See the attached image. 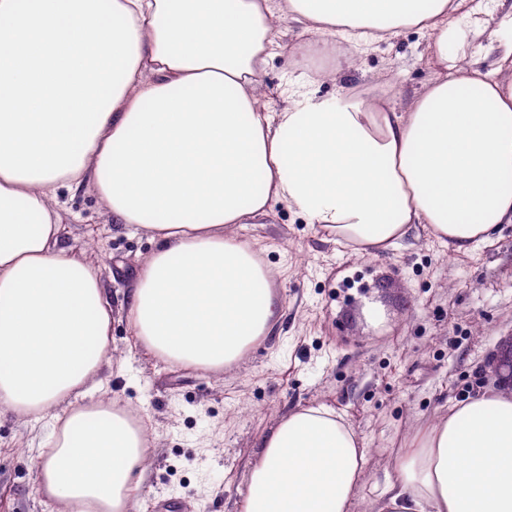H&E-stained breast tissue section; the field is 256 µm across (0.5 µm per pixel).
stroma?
<instances>
[{"label": "stroma", "mask_w": 512, "mask_h": 512, "mask_svg": "<svg viewBox=\"0 0 512 512\" xmlns=\"http://www.w3.org/2000/svg\"><path fill=\"white\" fill-rule=\"evenodd\" d=\"M448 57L487 49L495 69L512 35L497 0H465ZM291 30L262 76L268 111L286 104L289 83L309 80ZM434 35L408 29L374 44L352 68L318 83L330 98L380 82L405 105L442 71ZM61 235L100 268L113 306L125 299L137 263L155 248L134 228L119 229L90 188L60 195ZM276 270L283 318L243 361L219 372L187 370L140 347L122 314L112 322L114 367L93 394L127 404L153 438L150 469L136 512H238L248 464L263 437L293 407L336 410L365 448L364 480L351 512H376L384 474L417 426L491 384L485 366L512 336V224L468 253H457L423 226L388 251L362 254L324 241L278 204L261 224L238 228ZM46 429L0 411V512H52L37 490L33 458Z\"/></svg>", "instance_id": "obj_1"}]
</instances>
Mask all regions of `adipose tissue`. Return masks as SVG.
<instances>
[{
    "label": "adipose tissue",
    "mask_w": 512,
    "mask_h": 512,
    "mask_svg": "<svg viewBox=\"0 0 512 512\" xmlns=\"http://www.w3.org/2000/svg\"><path fill=\"white\" fill-rule=\"evenodd\" d=\"M462 0H0V409L48 421L34 463L56 512H130L148 438L90 399L112 357V303L61 241L60 190L92 188L156 243L122 311L138 343L188 370L244 359L282 316L274 271L243 242L285 204L329 241L378 254L417 224L469 252L512 224V38L495 77L460 59L406 110L383 92L289 90L261 75L288 25L321 81L415 28L448 36ZM76 404L63 413L56 405ZM365 452L341 415L300 405L262 440L239 512H348ZM378 512H512V390L490 386L419 426Z\"/></svg>",
    "instance_id": "adipose-tissue-1"
}]
</instances>
